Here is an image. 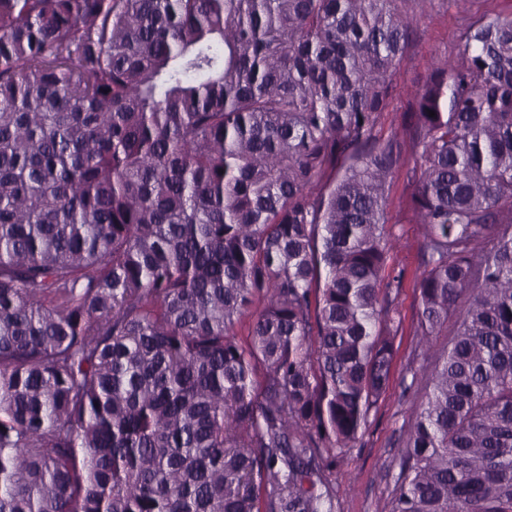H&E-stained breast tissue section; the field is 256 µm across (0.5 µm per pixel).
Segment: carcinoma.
<instances>
[{"label": "carcinoma", "mask_w": 512, "mask_h": 512, "mask_svg": "<svg viewBox=\"0 0 512 512\" xmlns=\"http://www.w3.org/2000/svg\"><path fill=\"white\" fill-rule=\"evenodd\" d=\"M431 4L0 0V512H336L406 146L436 360L390 512H512V15L383 139Z\"/></svg>", "instance_id": "carcinoma-1"}]
</instances>
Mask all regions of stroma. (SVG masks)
I'll list each match as a JSON object with an SVG mask.
<instances>
[{
  "instance_id": "1",
  "label": "stroma",
  "mask_w": 512,
  "mask_h": 512,
  "mask_svg": "<svg viewBox=\"0 0 512 512\" xmlns=\"http://www.w3.org/2000/svg\"><path fill=\"white\" fill-rule=\"evenodd\" d=\"M510 13L512 0H434L431 12L420 23L406 63L396 74L399 91L394 102L396 112L404 111L408 93L420 85L433 58L457 54L464 24L484 15ZM405 183V176L397 175L389 190L390 227L402 243L391 254L389 265L404 273L397 298L403 330L396 339L398 354L389 388L370 418L361 446L336 471L334 494L338 512H389L399 472L395 453L415 420V408L425 392L423 384L413 383L408 369L415 355L413 330L418 309L415 283L421 271L419 244L423 229L406 219Z\"/></svg>"
}]
</instances>
